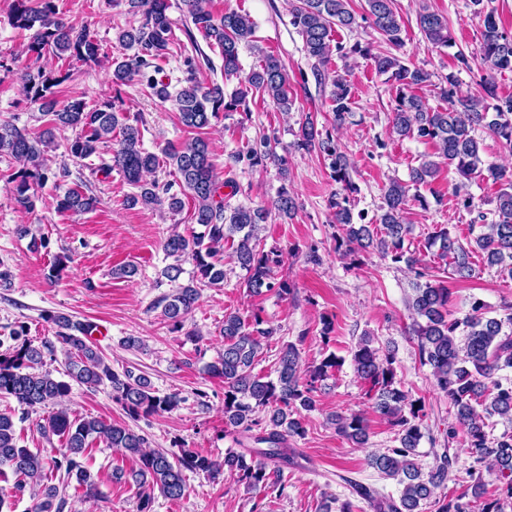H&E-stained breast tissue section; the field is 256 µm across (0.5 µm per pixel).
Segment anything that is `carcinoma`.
Listing matches in <instances>:
<instances>
[{"mask_svg": "<svg viewBox=\"0 0 512 512\" xmlns=\"http://www.w3.org/2000/svg\"><path fill=\"white\" fill-rule=\"evenodd\" d=\"M182 2L195 28L221 48L224 75L235 74L239 69V47L252 42L254 35L255 24L250 15L231 10L216 16L206 6V0ZM125 4L132 21L117 33L116 42L133 54L112 60L111 82L115 91L133 80L140 82L152 97L161 102L173 101L181 123L191 130L208 127L222 112L247 111L248 96L254 91L266 95L279 109L290 110V77L285 66L272 55L265 56L228 96L220 85H207L200 80V60H208L205 55L200 59L189 54L181 56L184 77L177 84L159 78L158 61L171 55L174 44L168 0H125ZM366 5L364 18L371 20L386 43L400 46L402 26L393 0H366ZM288 7L291 24L302 37L307 56L315 62L316 75L331 86L332 129H319L308 118L299 129L295 146L325 155L331 177L342 185V191L328 200L342 233L339 246L345 247L347 254L358 248L375 249L395 263H405L414 273L415 282L406 307L413 319L420 363L431 368L436 388L456 409L457 424L465 435L469 455L477 464L489 462L497 477L505 480L506 492L512 496V435L492 441L485 431L487 420L494 416L512 422V312L504 319L490 317L487 305L474 299L464 317L452 316L448 310V288L428 281L430 274L424 260L404 248L413 231V225L404 220L410 185L428 182L441 166L448 165L454 167L460 178L454 185V194L466 209L478 208L467 191L468 182L482 177L500 184L494 198L493 219L483 225L482 233L465 243L452 238L443 228L427 238V248L439 246L440 256L451 257L460 278L473 276L471 258L476 250L485 255L486 265L512 275V173L486 161L475 137L476 130H488L512 151V97H498L494 82L495 73L512 71V34L499 27L493 12L484 14L480 51L489 75L482 83L483 94H457V77L450 73L445 76L448 87L441 88L449 105L442 109L428 107L417 94V90L431 83L427 71L391 53L375 54L370 45L359 42L344 53L346 57H370L376 71L387 75L396 88L392 133L429 141L435 147V159L425 160L413 169L410 182L390 181L378 218L380 236L376 237L371 225L353 222L350 195L357 192L351 177L353 165L333 134L351 115V89L343 76L324 71L333 52L332 32L357 27L356 14L350 9L349 0H290ZM10 22L16 29L32 32L26 53L37 61L56 57L88 63L99 58L100 45L88 27L63 18L57 0H12ZM417 24L431 44L447 46L452 42L447 18L425 5L420 7ZM21 79L29 98L48 105L53 88L66 81L68 74L48 71L43 66L35 71L27 67ZM489 99L496 104H488ZM48 116L50 128L38 135L9 121H0V156L20 165L9 175L14 200L20 208L35 210L42 201L37 187L51 178L60 182L69 177L67 165L54 169L45 156L54 145L56 134L68 130L72 136L65 138L64 146L70 157L83 161L95 156L99 164L92 172L108 174L116 170L136 189L127 196L128 205H165L169 211L177 212L184 206L183 197L193 201L195 223L203 230L191 235L175 230L163 244L172 262L162 269L161 275L174 284V289L162 296L158 305L173 330L183 329L203 288L224 287L221 253L230 240H237L235 260L246 271L242 284L247 292H273L280 297L291 293L288 279L275 273L283 262V254L264 250L259 237L260 226L267 223L271 211L242 204L233 207L223 192L225 187L231 188L232 197L240 192L232 177L240 163L251 168L271 164L280 174L287 173L288 160L276 152L270 137L264 136L247 151L232 155L227 166L230 177L224 180L215 172L207 139L196 136L179 147L169 145L163 153L173 180L160 182L148 178L159 167V157L143 148L139 127L129 123L130 116L117 110L114 102L108 100L90 109L81 96ZM98 204L97 196L78 189H69L55 200L58 211L74 214L92 212ZM297 209L296 198L287 188H281L274 204L277 215L289 219ZM186 261L192 262L193 271L188 283L181 284ZM46 319L57 327L56 340L66 348L67 376L71 380L90 388L109 386L115 399L133 418L167 412L179 402L175 395L156 394L145 374L136 375L130 370L120 374L112 370L91 342L94 324L54 314ZM220 334L224 336V349L208 370L224 380L226 424L250 439L255 447L230 450L222 461L190 448L180 449L177 455L169 454L149 448L147 438L128 425L107 423L95 417L72 418L60 410L42 426L43 432L64 438V448L52 454L20 446L13 417L0 413V466L10 468L15 478L10 489H0V512L8 501L24 494L33 484L39 486L33 512H62L70 487L88 497L96 494L97 482L83 462L91 440H99L109 448H121L137 459V468L131 470L130 476L142 489L138 512H148L151 494L156 491L170 500L182 498L187 492V471L211 478L226 472L252 489L268 487L295 455L296 449L289 447V441L306 433L301 412L315 409L318 383L327 378L328 371L341 366L342 358L331 353L320 364L306 366L299 349L291 343L279 350L276 377L270 378L253 373L252 367L277 334L276 328L266 325L258 314L249 322L231 311L224 314ZM10 340L9 344L0 340V396L13 398L32 411L59 404L70 393L71 385L42 370L43 350L53 351L52 343L46 341L39 348L21 331L15 332ZM352 362L357 375L376 389V411L397 428L399 445L371 456L370 466L398 479L402 485L395 498L351 480L353 494L367 502L374 512H423L422 506L430 503L437 506L436 512H502L498 500H482L485 489L480 480L472 485L471 502L435 500L437 490L448 484L452 461L445 454L437 465L422 472L417 462V448L423 438L421 406L398 385L394 354H381L372 346V340L365 337L352 350ZM331 421L336 432L354 444L361 447L368 442L362 415L337 414ZM62 469L68 478L66 483L60 487L47 483L48 475Z\"/></svg>", "mask_w": 512, "mask_h": 512, "instance_id": "obj_1", "label": "carcinoma"}]
</instances>
